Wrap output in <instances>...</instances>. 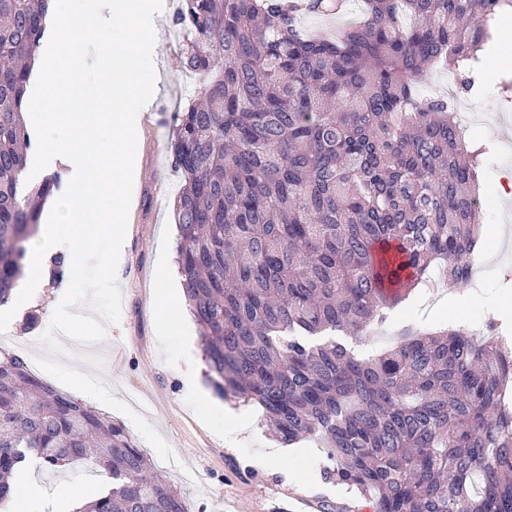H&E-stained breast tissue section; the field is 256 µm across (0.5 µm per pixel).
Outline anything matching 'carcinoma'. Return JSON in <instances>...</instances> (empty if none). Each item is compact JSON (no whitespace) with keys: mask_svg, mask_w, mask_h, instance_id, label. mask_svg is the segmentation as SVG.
Instances as JSON below:
<instances>
[{"mask_svg":"<svg viewBox=\"0 0 512 512\" xmlns=\"http://www.w3.org/2000/svg\"><path fill=\"white\" fill-rule=\"evenodd\" d=\"M48 0H0V306L39 230L22 192V100ZM501 0H365L336 38H306L290 0H180L176 267L218 395L261 409L280 443L317 440L327 482L373 512H512V346L455 328L360 358L358 341L440 264L471 278L480 150L418 87L466 71ZM86 462L112 479L76 512H189L126 431L0 360V507L19 464Z\"/></svg>","mask_w":512,"mask_h":512,"instance_id":"cac0c4a2","label":"carcinoma"}]
</instances>
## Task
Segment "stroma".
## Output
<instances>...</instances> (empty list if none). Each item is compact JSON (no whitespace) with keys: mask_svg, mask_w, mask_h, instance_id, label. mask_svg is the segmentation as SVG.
<instances>
[{"mask_svg":"<svg viewBox=\"0 0 512 512\" xmlns=\"http://www.w3.org/2000/svg\"><path fill=\"white\" fill-rule=\"evenodd\" d=\"M179 0H164L154 56L157 80L151 128H139L136 156L138 186L132 192L133 207L127 220L124 259L118 268L122 294L119 324L106 328L103 340L76 347L71 339L63 344L71 351L70 365L94 377L113 396L137 399L142 414L171 447L175 459L162 460L151 445L143 450L152 465L174 485L183 488L190 512H229L233 500L249 503L257 512H272V496L288 492V512H318L316 499L331 505H358L359 499L346 486L325 482V451L312 442L297 444L279 467H263L259 459L274 437L253 407L219 397L205 376L199 328L188 307H181L176 320L162 325L152 302L161 279L176 280L177 228L173 200L180 177L173 168L168 144L174 114L193 96L199 81L180 63L181 36L173 24ZM512 85V71L478 67L474 89L462 91L456 74L431 69L420 84L423 95L444 90L452 96L455 112L477 113L465 141L481 147L478 178L484 184L480 195L484 248L475 257H491L493 266L470 287L439 284L440 304L427 303L419 291L390 312L386 322L375 327L358 346L373 355L401 336L430 332L451 326L474 327L488 318L489 298L512 292V236L499 238L500 227L512 229V203L499 199L497 180L512 170V105L491 101L486 89ZM71 280L70 271L56 279H45L39 294L23 304L0 334V354L22 358L35 366L37 358L50 350L39 341ZM459 303L460 314L449 318L448 306ZM36 487L31 512H66L55 497L58 485L85 487L98 483L99 475L85 463L56 469L29 456L24 469Z\"/></svg>","mask_w":512,"mask_h":512,"instance_id":"obj_1","label":"stroma"}]
</instances>
